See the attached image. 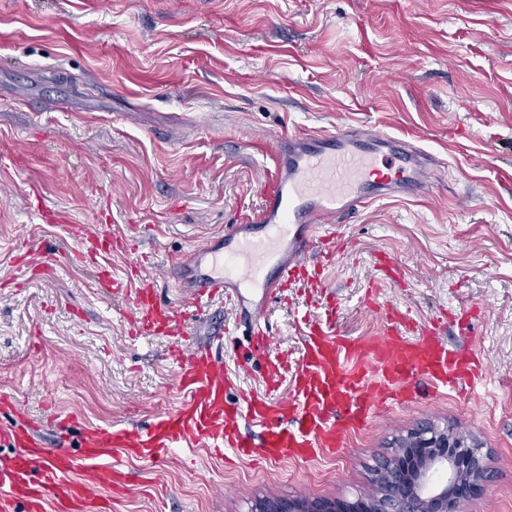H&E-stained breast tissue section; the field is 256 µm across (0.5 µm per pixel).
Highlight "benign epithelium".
<instances>
[{"label": "benign epithelium", "mask_w": 512, "mask_h": 512, "mask_svg": "<svg viewBox=\"0 0 512 512\" xmlns=\"http://www.w3.org/2000/svg\"><path fill=\"white\" fill-rule=\"evenodd\" d=\"M446 470V481L430 484V472ZM488 477L486 457L467 438L448 440V431L422 426L403 439L376 474V492L364 502L323 499L259 501L255 512H464Z\"/></svg>", "instance_id": "obj_1"}]
</instances>
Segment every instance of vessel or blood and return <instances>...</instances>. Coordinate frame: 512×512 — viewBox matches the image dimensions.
<instances>
[{
    "mask_svg": "<svg viewBox=\"0 0 512 512\" xmlns=\"http://www.w3.org/2000/svg\"><path fill=\"white\" fill-rule=\"evenodd\" d=\"M275 161L262 186V204L250 223L226 227L184 258L169 264L183 300H160L152 286L115 278L105 258L123 242L84 231L81 255L94 263L100 283L130 295L131 332L176 337L171 356L182 399L146 429L78 430L72 417H55L53 446L17 423L22 407L0 394V512H113L131 491L127 460L161 458L172 448H205L237 461L309 460L344 447L349 433L392 407L411 403L414 380L456 391L485 372L477 350L459 349L432 327L416 328L408 313L386 309L378 335L354 338L336 323V295L325 270L342 252L336 226L376 200L396 193L439 194L444 178L431 155L411 140L373 128L340 127L324 134L281 133L266 142ZM318 261H311L310 253ZM382 281H398L388 253L375 255ZM295 288L304 309L298 320L303 346L297 359L273 347L265 312L271 300ZM232 302L235 324L248 329L266 356L263 393L227 394L235 381L224 371L220 335L203 342L186 335V321L208 316L217 301ZM80 431L79 451L68 437Z\"/></svg>",
    "mask_w": 512,
    "mask_h": 512,
    "instance_id": "vessel-or-blood-1",
    "label": "vessel or blood"
}]
</instances>
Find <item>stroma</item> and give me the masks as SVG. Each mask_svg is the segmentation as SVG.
I'll return each instance as SVG.
<instances>
[{
	"mask_svg": "<svg viewBox=\"0 0 512 512\" xmlns=\"http://www.w3.org/2000/svg\"><path fill=\"white\" fill-rule=\"evenodd\" d=\"M342 126L421 140L447 186L337 225L345 250L327 275L341 331L379 332L388 305L420 326L436 319L451 345L475 344L484 377L462 393L419 390L333 455L241 463L175 448L128 461L136 491L117 512L354 502L395 442L426 424L486 454L474 512H512V0H0V392L31 424L56 413L144 428L180 404L176 339L131 335L126 298L74 260L73 225L124 238L113 274L138 267L177 302L171 257L259 209L274 166L263 137ZM46 208L60 223H42ZM22 248L55 271L20 272ZM380 250L401 283L378 282ZM297 303L292 288L266 311L289 355L302 342ZM224 369L263 391L266 362L246 336Z\"/></svg>",
	"mask_w": 512,
	"mask_h": 512,
	"instance_id": "1",
	"label": "stroma"
}]
</instances>
